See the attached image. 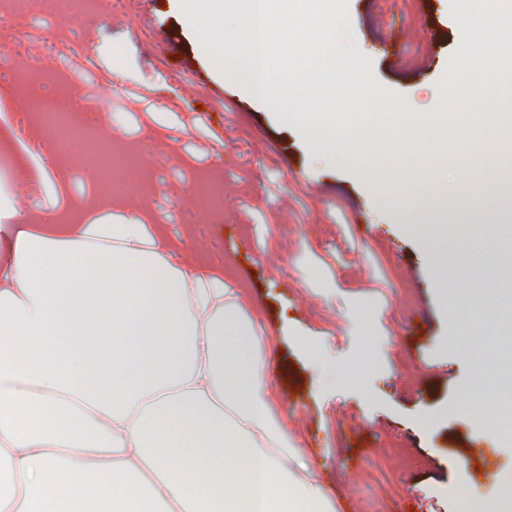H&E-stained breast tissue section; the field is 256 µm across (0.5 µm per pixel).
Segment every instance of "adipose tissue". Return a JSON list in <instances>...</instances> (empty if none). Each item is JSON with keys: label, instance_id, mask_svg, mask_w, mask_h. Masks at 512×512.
I'll return each instance as SVG.
<instances>
[{"label": "adipose tissue", "instance_id": "ef3b65f1", "mask_svg": "<svg viewBox=\"0 0 512 512\" xmlns=\"http://www.w3.org/2000/svg\"><path fill=\"white\" fill-rule=\"evenodd\" d=\"M266 0L226 42L255 96ZM238 287L186 254L149 196L91 197L78 219L0 199V512H330L288 465L265 347Z\"/></svg>", "mask_w": 512, "mask_h": 512}]
</instances>
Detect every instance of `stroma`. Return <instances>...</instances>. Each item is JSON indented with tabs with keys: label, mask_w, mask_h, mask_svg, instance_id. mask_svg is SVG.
I'll return each instance as SVG.
<instances>
[{
	"label": "stroma",
	"mask_w": 512,
	"mask_h": 512,
	"mask_svg": "<svg viewBox=\"0 0 512 512\" xmlns=\"http://www.w3.org/2000/svg\"><path fill=\"white\" fill-rule=\"evenodd\" d=\"M131 16L140 19L133 34ZM324 19L332 30L327 53H352L363 81L340 78L321 94L306 87L314 59L307 41L268 58L274 77L295 82L298 102H314L337 128L362 123L394 137L414 114L423 124L471 125L470 135L444 150L429 139L390 155L368 143L322 159L300 117H283L234 80L232 48L224 72L211 69L213 44L172 0H135L130 11L55 44L44 36L48 23L33 19L21 56L51 61L81 88L93 76L110 84L103 110L148 153L159 223L177 240L196 224L243 284V304L270 355L296 376L293 390L271 398L288 410L292 457L335 512H459L475 490L486 495L484 512H498L496 492L512 480V431L490 436L481 421L485 407L512 400V256L496 236L471 238L467 220L512 215V185L504 182L512 152L501 146L512 115L472 110L483 73L460 65L469 17L456 0H332ZM382 20L400 25L405 66L395 65ZM159 28L172 43L154 51ZM186 72L201 81L197 98L185 93ZM193 117L200 123L191 138L208 153L169 161L156 148L159 135H176ZM416 151L427 172L409 177L403 167ZM477 151L487 155L485 169L465 171ZM385 164L403 202L392 213L367 178ZM464 178L471 190L461 198ZM213 181L221 193L200 225L175 202ZM488 182L500 183L499 193L485 194ZM451 199L461 222L441 249L449 255L469 242V265L484 282L477 294L466 292L460 271L437 285L432 248L410 230ZM484 320L498 321V334L467 349Z\"/></svg>",
	"instance_id": "obj_1"
}]
</instances>
